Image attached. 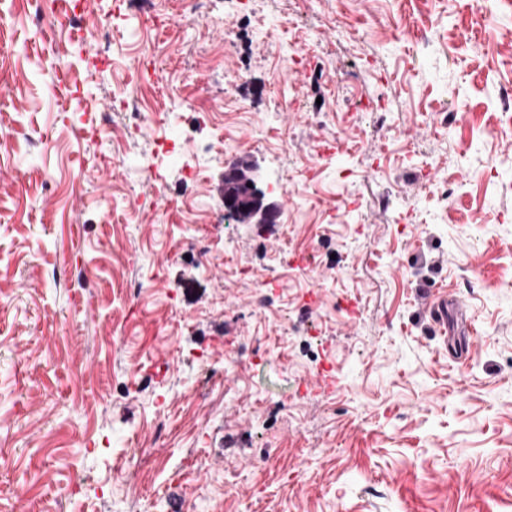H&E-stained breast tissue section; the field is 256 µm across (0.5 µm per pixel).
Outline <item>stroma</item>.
Instances as JSON below:
<instances>
[{"label": "stroma", "instance_id": "35a3bbf8", "mask_svg": "<svg viewBox=\"0 0 512 512\" xmlns=\"http://www.w3.org/2000/svg\"><path fill=\"white\" fill-rule=\"evenodd\" d=\"M70 5L0 0V512H512V0ZM190 142L183 140V142L179 143H170L166 138L158 141V151L161 154H169L175 153L182 157L183 161L180 166H178V172L181 178L185 180L194 179L196 176V171L192 165L193 156L192 151L190 149Z\"/></svg>", "mask_w": 512, "mask_h": 512}]
</instances>
